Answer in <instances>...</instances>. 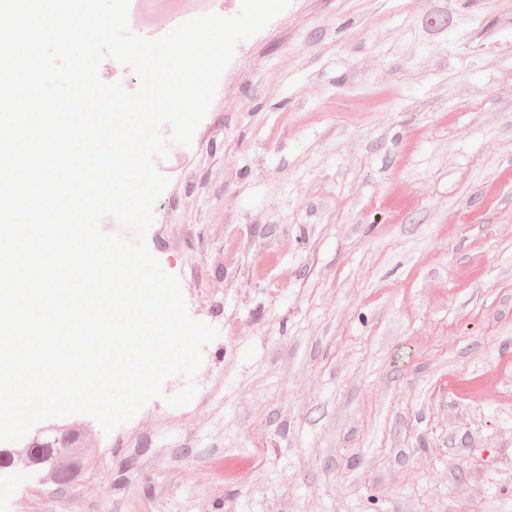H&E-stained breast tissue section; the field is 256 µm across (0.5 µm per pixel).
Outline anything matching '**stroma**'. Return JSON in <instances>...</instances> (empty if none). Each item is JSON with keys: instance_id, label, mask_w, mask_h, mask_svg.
I'll list each match as a JSON object with an SVG mask.
<instances>
[{"instance_id": "stroma-1", "label": "stroma", "mask_w": 512, "mask_h": 512, "mask_svg": "<svg viewBox=\"0 0 512 512\" xmlns=\"http://www.w3.org/2000/svg\"><path fill=\"white\" fill-rule=\"evenodd\" d=\"M230 67L147 234L196 396L80 416L82 481L0 512H512V0H291Z\"/></svg>"}]
</instances>
